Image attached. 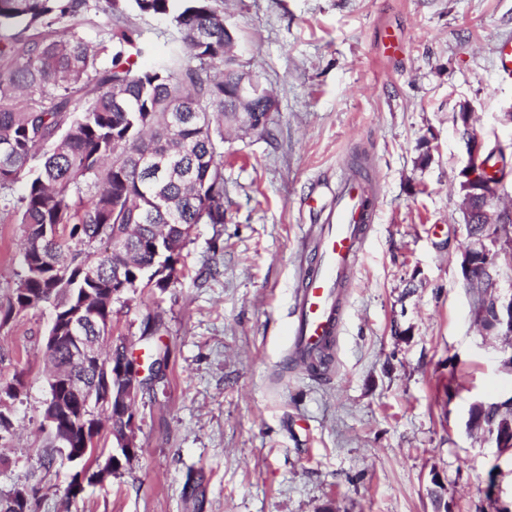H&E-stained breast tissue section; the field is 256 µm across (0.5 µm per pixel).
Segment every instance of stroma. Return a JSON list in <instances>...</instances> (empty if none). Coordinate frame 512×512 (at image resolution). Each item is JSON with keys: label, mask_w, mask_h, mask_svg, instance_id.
Here are the masks:
<instances>
[{"label": "stroma", "mask_w": 512, "mask_h": 512, "mask_svg": "<svg viewBox=\"0 0 512 512\" xmlns=\"http://www.w3.org/2000/svg\"><path fill=\"white\" fill-rule=\"evenodd\" d=\"M224 23L278 110L271 135L225 141L224 221L193 226L170 287L113 306L144 369L138 454L74 497L65 458L41 468L51 314L31 309L0 325V381H24L0 498L29 484L33 512H512V450L466 427L472 404L512 395V373L473 323L457 179L462 106L485 149L512 146L496 57L512 0H226ZM355 160L376 215L316 378L288 352L307 201ZM22 243L0 223L2 308ZM150 313L163 326L146 339Z\"/></svg>", "instance_id": "1"}]
</instances>
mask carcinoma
I'll return each mask as SVG.
<instances>
[{
    "label": "carcinoma",
    "instance_id": "cac0c4a2",
    "mask_svg": "<svg viewBox=\"0 0 512 512\" xmlns=\"http://www.w3.org/2000/svg\"><path fill=\"white\" fill-rule=\"evenodd\" d=\"M134 14L173 26L148 70ZM231 43L224 0H0V221L25 232L1 322L47 304L60 325L86 293L108 296L112 236L129 227L146 269L125 272V293L147 273L167 288L192 227L224 223V126L240 124ZM255 107L270 134L277 103L262 86ZM465 221L469 235L512 224L482 201Z\"/></svg>",
    "mask_w": 512,
    "mask_h": 512
}]
</instances>
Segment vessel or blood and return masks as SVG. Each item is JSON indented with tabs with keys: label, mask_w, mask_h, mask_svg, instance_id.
I'll list each match as a JSON object with an SVG mask.
<instances>
[{
	"label": "vessel or blood",
	"mask_w": 512,
	"mask_h": 512,
	"mask_svg": "<svg viewBox=\"0 0 512 512\" xmlns=\"http://www.w3.org/2000/svg\"><path fill=\"white\" fill-rule=\"evenodd\" d=\"M361 185L340 179L324 222L311 237L290 325L292 353H334L344 324L343 284L362 255L374 209H362Z\"/></svg>",
	"instance_id": "obj_1"
}]
</instances>
